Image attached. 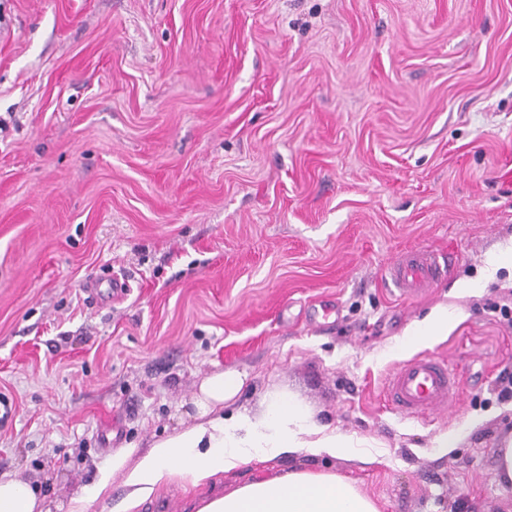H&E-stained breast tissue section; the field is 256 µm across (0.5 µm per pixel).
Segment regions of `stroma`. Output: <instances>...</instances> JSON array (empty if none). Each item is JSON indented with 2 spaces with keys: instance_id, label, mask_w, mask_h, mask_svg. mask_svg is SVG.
<instances>
[{
  "instance_id": "obj_1",
  "label": "stroma",
  "mask_w": 512,
  "mask_h": 512,
  "mask_svg": "<svg viewBox=\"0 0 512 512\" xmlns=\"http://www.w3.org/2000/svg\"><path fill=\"white\" fill-rule=\"evenodd\" d=\"M511 242L512 0H0V471L50 512L112 450L190 423L227 368L237 409L287 390L362 454L212 492L308 469L380 512H512V266L484 272ZM420 246L446 271L395 298ZM441 308L424 351L464 391L395 413L391 349ZM197 495L172 482L138 512ZM495 469L499 480L507 486H512V435L505 440L504 448H498Z\"/></svg>"
}]
</instances>
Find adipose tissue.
<instances>
[{"label":"adipose tissue","mask_w":512,"mask_h":512,"mask_svg":"<svg viewBox=\"0 0 512 512\" xmlns=\"http://www.w3.org/2000/svg\"><path fill=\"white\" fill-rule=\"evenodd\" d=\"M452 322L439 312L419 322L394 346L399 354L433 344ZM246 376L229 368L202 379L192 398L191 424L154 442L147 451L128 446L113 453L99 480L75 493L68 512H86L92 499L107 498L113 473L125 475L126 494L119 512H135L162 484L179 480L197 487L211 478L254 462L307 453L317 457L350 458L360 445L318 423L311 411L285 392L265 397L256 413L235 412L231 406ZM0 512H44L36 491L18 473H0ZM215 512H379L375 502L336 475L306 470L257 478L224 494Z\"/></svg>","instance_id":"obj_1"}]
</instances>
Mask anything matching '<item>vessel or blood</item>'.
<instances>
[{"mask_svg":"<svg viewBox=\"0 0 512 512\" xmlns=\"http://www.w3.org/2000/svg\"><path fill=\"white\" fill-rule=\"evenodd\" d=\"M442 271L433 251L409 249L390 269L387 280L400 297L417 298L431 288ZM463 389V375L457 369L420 355L395 368L387 384L386 401L397 413L423 417L453 406Z\"/></svg>","mask_w":512,"mask_h":512,"instance_id":"obj_1","label":"vessel or blood"}]
</instances>
